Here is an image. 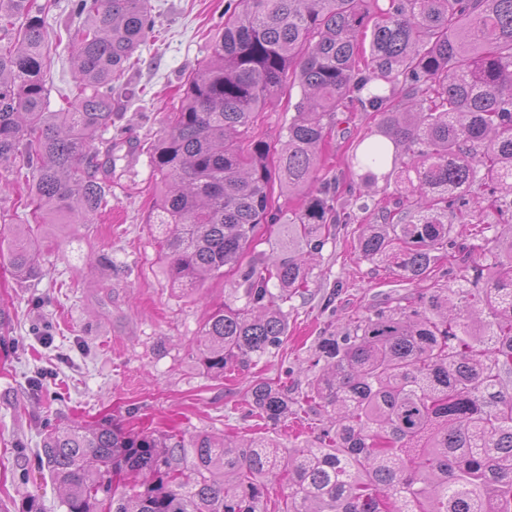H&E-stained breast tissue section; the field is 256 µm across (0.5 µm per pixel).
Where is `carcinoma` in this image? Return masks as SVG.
Instances as JSON below:
<instances>
[{"mask_svg": "<svg viewBox=\"0 0 512 512\" xmlns=\"http://www.w3.org/2000/svg\"><path fill=\"white\" fill-rule=\"evenodd\" d=\"M71 11L74 80L51 112L45 8L0 0V167L30 188L36 224H90L108 204L94 142L153 29L148 0H71ZM224 15L150 152L163 183L151 223L173 286L238 272L244 303L204 323L203 365L220 378L281 346L283 305L308 287V258L351 220L340 179L320 171L355 101L375 123L351 174L396 182L375 223L360 225L359 251L418 288L322 338L301 399L291 370L252 384L247 417H315L301 448L114 420L49 431L37 458L65 512H268L275 482L288 488L278 512H512V0H237ZM295 85L302 98L277 155L244 140ZM277 191L305 203L285 212ZM486 213L507 233L474 254L455 226L472 232ZM273 226L288 253L243 263ZM30 229L0 228V256L21 280L43 274Z\"/></svg>", "mask_w": 512, "mask_h": 512, "instance_id": "obj_1", "label": "carcinoma"}]
</instances>
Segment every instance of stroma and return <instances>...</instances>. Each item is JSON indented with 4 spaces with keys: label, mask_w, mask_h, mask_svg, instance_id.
Returning a JSON list of instances; mask_svg holds the SVG:
<instances>
[{
    "label": "stroma",
    "mask_w": 512,
    "mask_h": 512,
    "mask_svg": "<svg viewBox=\"0 0 512 512\" xmlns=\"http://www.w3.org/2000/svg\"><path fill=\"white\" fill-rule=\"evenodd\" d=\"M156 26L118 90L111 128L110 209L91 224L32 225L43 275L18 280L0 260V512H64L61 492L37 470L36 451L50 425L115 419L138 428L191 438L229 433L250 437L246 394L256 380L277 381L285 368L306 380L321 337L366 313L393 286L386 272L358 250L359 225L369 213L351 204L352 222L315 255L309 290L283 309L288 333L279 350L244 371L217 378L198 360V339L209 314L234 302L238 276L228 271L200 289L170 283L150 222L161 183L148 150L181 105L183 86L210 53L229 0H148ZM49 46L44 63L50 111L73 81L71 0L46 10ZM372 126L369 113L351 112L326 150L323 177L351 181L347 158Z\"/></svg>",
    "instance_id": "1"
}]
</instances>
